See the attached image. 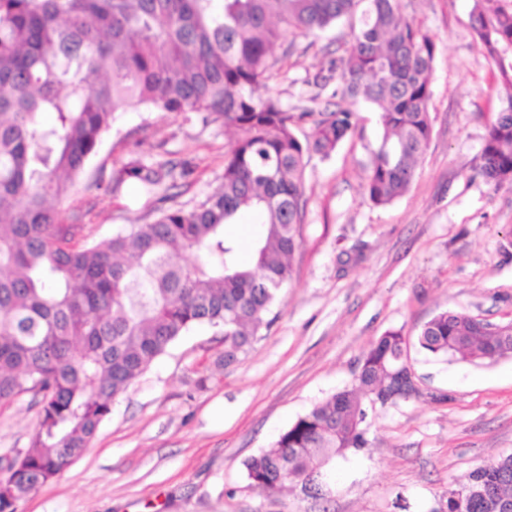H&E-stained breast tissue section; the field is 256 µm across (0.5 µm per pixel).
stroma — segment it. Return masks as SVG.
<instances>
[{
	"label": "stroma",
	"instance_id": "stroma-1",
	"mask_svg": "<svg viewBox=\"0 0 512 512\" xmlns=\"http://www.w3.org/2000/svg\"><path fill=\"white\" fill-rule=\"evenodd\" d=\"M473 0H402L403 16L436 44L432 134L409 190L377 206L363 167L376 116L336 153L311 155L303 239L272 324L221 365L222 337L195 327L112 406L83 455L17 504L18 512H443L448 490L478 465L512 453V354L474 364L410 348L417 395L368 405L366 445L326 468L320 496L288 486L265 496L244 463L299 416L352 388L364 351L389 330L417 335L443 311L512 319V187L479 171L505 89L471 27ZM347 25L274 48L265 90L290 111L322 109L311 80L328 68ZM235 134L207 113H117L96 155L58 208L99 241L152 222L156 201L137 180L113 187L133 161L191 174L169 189L189 207L221 184ZM37 422L29 397L0 409V454L25 447Z\"/></svg>",
	"mask_w": 512,
	"mask_h": 512
}]
</instances>
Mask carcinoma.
<instances>
[{"instance_id":"carcinoma-1","label":"carcinoma","mask_w":512,"mask_h":512,"mask_svg":"<svg viewBox=\"0 0 512 512\" xmlns=\"http://www.w3.org/2000/svg\"><path fill=\"white\" fill-rule=\"evenodd\" d=\"M345 20L351 40L313 78H336L347 106L291 112L260 94L285 36H309ZM471 26L496 81L512 88V4L475 0ZM436 46L404 19L401 0H0V408L24 394L38 422L0 470V512L60 477L88 447L112 404L197 325L224 337V363L262 329L291 278L302 237L305 158L330 156L358 126L352 104L377 113L365 185L376 206L409 187L431 138ZM208 112L237 132L216 192L191 210L159 209L99 242L75 241L49 201L65 198L97 153L114 114ZM51 113V124L41 115ZM309 125L304 138L294 127ZM481 170L512 186V94L491 122ZM189 170L136 163L115 173L152 190ZM263 226L253 264L238 261L225 226ZM191 252L194 262H182ZM435 357L493 362L512 353V329L444 311L416 336ZM410 337L390 330L360 360L356 384L315 405L245 463L267 496L305 489L324 467L365 446L361 396L409 384ZM492 484L512 498V454L477 466L448 489L445 512H491L457 492Z\"/></svg>"}]
</instances>
